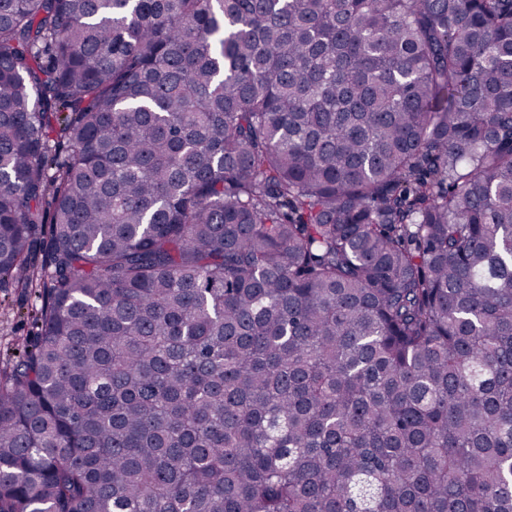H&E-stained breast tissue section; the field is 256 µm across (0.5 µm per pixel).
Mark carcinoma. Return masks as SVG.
<instances>
[{"label":"carcinoma","mask_w":512,"mask_h":512,"mask_svg":"<svg viewBox=\"0 0 512 512\" xmlns=\"http://www.w3.org/2000/svg\"><path fill=\"white\" fill-rule=\"evenodd\" d=\"M4 284L0 512H512V0H0ZM40 302L31 292L18 288H0V368L18 354L26 339L40 330L37 317Z\"/></svg>","instance_id":"1"}]
</instances>
